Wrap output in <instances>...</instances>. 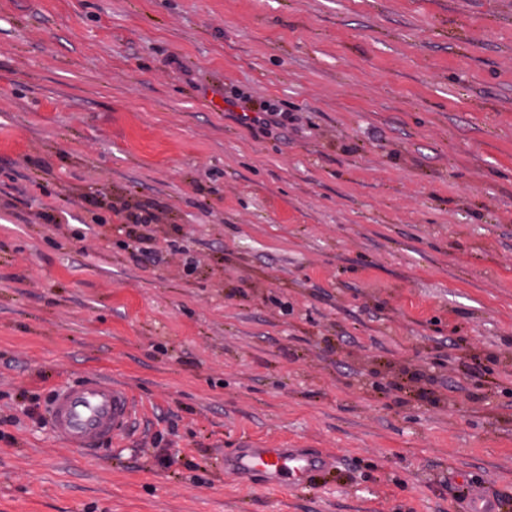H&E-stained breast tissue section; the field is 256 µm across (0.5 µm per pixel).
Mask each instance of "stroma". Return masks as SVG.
<instances>
[{"label": "stroma", "instance_id": "stroma-1", "mask_svg": "<svg viewBox=\"0 0 512 512\" xmlns=\"http://www.w3.org/2000/svg\"><path fill=\"white\" fill-rule=\"evenodd\" d=\"M90 373L145 405L91 455L44 421ZM250 441L335 465L245 488ZM456 471L512 503V0H0V512H455Z\"/></svg>", "mask_w": 512, "mask_h": 512}]
</instances>
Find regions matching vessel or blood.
<instances>
[{"label":"vessel or blood","mask_w":512,"mask_h":512,"mask_svg":"<svg viewBox=\"0 0 512 512\" xmlns=\"http://www.w3.org/2000/svg\"><path fill=\"white\" fill-rule=\"evenodd\" d=\"M140 403L124 384L90 374L55 391L48 406V420L68 446L91 450L132 430ZM331 457L309 448H263L250 442L225 457L224 468L243 485L263 476L271 487L302 486L320 471L332 468ZM462 512H504L506 504L488 485L473 489L461 501Z\"/></svg>","instance_id":"1"}]
</instances>
